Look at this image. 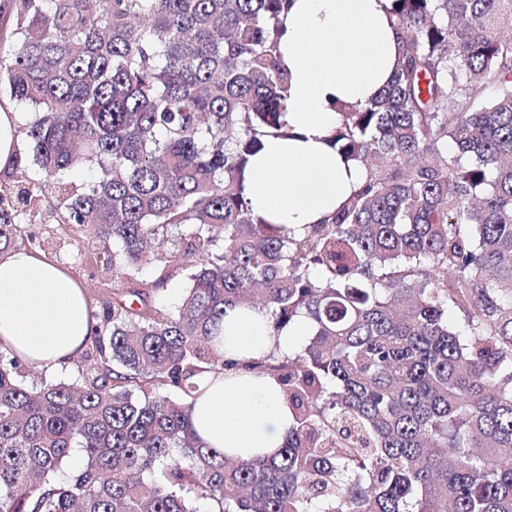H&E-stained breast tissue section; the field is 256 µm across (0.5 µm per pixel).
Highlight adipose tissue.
<instances>
[{
    "label": "adipose tissue",
    "instance_id": "adipose-tissue-1",
    "mask_svg": "<svg viewBox=\"0 0 512 512\" xmlns=\"http://www.w3.org/2000/svg\"><path fill=\"white\" fill-rule=\"evenodd\" d=\"M392 0H293L280 15L279 51L290 75L286 120L293 137H268L252 158L245 194L254 212L295 235L320 223L359 187L364 170L347 164L327 138L341 106L363 105L387 84L400 33ZM22 116L0 107V172L20 153ZM89 309L80 285L44 255L25 249L0 255V347L31 366L59 370L81 351ZM313 325L306 317L280 336L270 334L267 310L226 311L227 357L254 360L271 350L301 349ZM193 425L204 444L245 459L274 453L293 416L282 385L263 373L207 378Z\"/></svg>",
    "mask_w": 512,
    "mask_h": 512
}]
</instances>
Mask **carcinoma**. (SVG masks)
<instances>
[{"label":"carcinoma","instance_id":"carcinoma-1","mask_svg":"<svg viewBox=\"0 0 512 512\" xmlns=\"http://www.w3.org/2000/svg\"><path fill=\"white\" fill-rule=\"evenodd\" d=\"M289 3L0 0V90L31 106L0 174V254L41 247L20 223L46 209L92 230L113 288L78 380L26 384L0 349V512H512V0H393L394 74L331 137L365 181L302 237L244 193L262 138L292 134ZM93 162L84 191L64 181ZM164 242L163 273L138 279ZM174 268L190 287L160 309ZM239 305L275 336L301 314L315 333L229 361ZM239 367L292 410L262 459L192 427L205 379Z\"/></svg>","mask_w":512,"mask_h":512}]
</instances>
